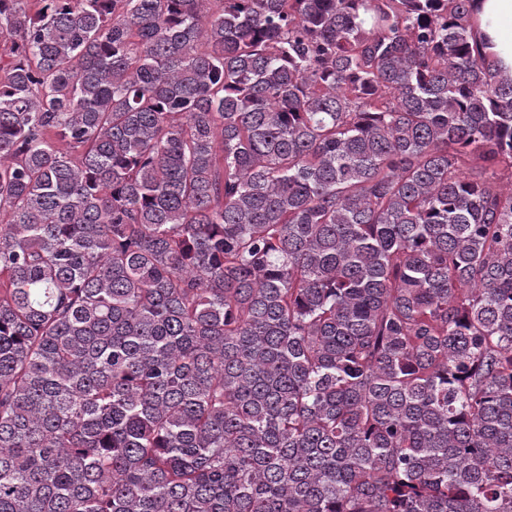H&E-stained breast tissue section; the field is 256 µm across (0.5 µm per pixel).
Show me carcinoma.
Returning <instances> with one entry per match:
<instances>
[{"label":"carcinoma","instance_id":"carcinoma-1","mask_svg":"<svg viewBox=\"0 0 512 512\" xmlns=\"http://www.w3.org/2000/svg\"><path fill=\"white\" fill-rule=\"evenodd\" d=\"M473 3L0 0V512H512Z\"/></svg>","mask_w":512,"mask_h":512}]
</instances>
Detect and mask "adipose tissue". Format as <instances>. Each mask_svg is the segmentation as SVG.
I'll list each match as a JSON object with an SVG mask.
<instances>
[{
    "mask_svg": "<svg viewBox=\"0 0 512 512\" xmlns=\"http://www.w3.org/2000/svg\"><path fill=\"white\" fill-rule=\"evenodd\" d=\"M474 31L497 67L512 72V0H476Z\"/></svg>",
    "mask_w": 512,
    "mask_h": 512,
    "instance_id": "adipose-tissue-1",
    "label": "adipose tissue"
}]
</instances>
